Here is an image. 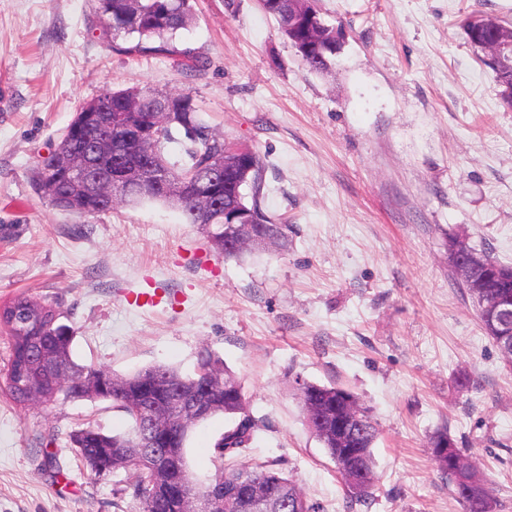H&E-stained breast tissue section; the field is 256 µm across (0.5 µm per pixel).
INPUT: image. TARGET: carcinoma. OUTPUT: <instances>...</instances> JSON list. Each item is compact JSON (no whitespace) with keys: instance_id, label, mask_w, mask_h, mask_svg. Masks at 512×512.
Listing matches in <instances>:
<instances>
[{"instance_id":"carcinoma-1","label":"carcinoma","mask_w":512,"mask_h":512,"mask_svg":"<svg viewBox=\"0 0 512 512\" xmlns=\"http://www.w3.org/2000/svg\"><path fill=\"white\" fill-rule=\"evenodd\" d=\"M259 7L273 16L278 24V31L288 42L310 72H322L329 68L332 57L336 55V31L334 26L325 23L317 0H258ZM98 10L105 20L103 35L117 41L122 39L129 43L123 48L127 54L165 53L177 57V66L192 68L197 62L196 56L187 50L174 46L179 33L188 28L195 19L192 0H98ZM488 66L496 74L503 105L512 109V68L493 61ZM98 115L114 116L119 112H183L180 122L168 123L157 127L161 138L162 155L151 156L149 161L156 165L166 164L173 180H189L193 187L210 191L218 197L219 207L207 215L201 214L195 206L194 199L186 196L178 204L156 188H135L130 192L134 205L145 202H158L178 209L187 224H208V236L213 240V248L226 259L238 258L240 254L221 247L216 240L234 234L237 225L224 223V206L232 202L227 187L228 181L213 184L207 179L209 161L217 156H224L226 142L223 137L212 132L208 122L200 112L192 96L188 94L172 95L147 87L128 88L125 90H104L94 99ZM183 131L184 139L180 141L181 157L172 159L167 152V145L175 142L172 129ZM83 145L75 136L61 137L50 156L44 158L33 175L34 186L43 191L44 186L60 174V155L68 150H75ZM247 155L256 169L249 174L251 183H244L243 188L250 193L242 194L236 205L241 212L248 214L260 224L269 228L275 240H285L286 226L273 222L271 216L261 204L263 189L264 159L258 150L245 147ZM85 215H101L112 212V206L106 201L91 197L78 209ZM483 266L480 274L492 282V287L485 294L470 293L476 303L478 317L487 337L498 350H503L504 340L495 334L490 320V306L507 296L512 299V282L508 287L500 288L499 275L505 270L512 271V265L499 261L487 248L480 250ZM6 308L17 311L18 326L10 322L0 323L11 341V353L6 369L0 374L11 399L19 404L24 400L19 394L15 382L21 380L20 364L24 356L29 336H40L48 342L51 349L57 351L63 362L70 368L92 378L104 371L93 364H79L72 356L73 331L68 326L57 323V312L49 304L42 303L26 294L14 296L3 303ZM197 367L207 372L224 375L228 386L221 393L214 414H223L236 419L235 426L224 432L215 444L219 458L230 459L225 467L216 474L224 483H232L241 473L247 472L254 481L273 489L283 490L291 500L288 512H322L317 502L309 500L288 477L278 468L275 461H264L251 465L235 464L231 459L249 447L258 428L257 420L250 414L243 387L224 361L211 353H205L199 359ZM132 385L150 384L154 391L163 395L167 386L177 385L191 387L198 377L196 374L183 375L169 365H154L127 376ZM295 388L300 393L299 403L305 423L310 432L326 448L329 457L336 463L346 486V508L353 512V506L366 502L374 488L373 445L378 430L370 409L347 390L335 385H325L308 381L300 377L295 380ZM95 399L108 401L112 407L124 412L132 421L131 430L125 433L109 434L101 427L87 424L71 432L70 447L79 461L97 476H102L107 465L112 471L130 468L133 470L132 496L139 502V512H178L177 505L167 499L153 477L152 467L158 464L136 451L137 433L140 429L141 416L134 401L118 392H111L103 387L96 393ZM353 413L365 421L364 431L355 436H341L336 432V420L344 414ZM429 448L440 474L448 480L453 493L462 504L464 512H497L498 503L489 487L488 481L480 470L471 462L464 451L459 448L448 429H439L430 437Z\"/></svg>"}]
</instances>
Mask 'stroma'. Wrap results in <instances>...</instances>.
<instances>
[{
  "instance_id": "1",
  "label": "stroma",
  "mask_w": 512,
  "mask_h": 512,
  "mask_svg": "<svg viewBox=\"0 0 512 512\" xmlns=\"http://www.w3.org/2000/svg\"><path fill=\"white\" fill-rule=\"evenodd\" d=\"M319 6L344 33L325 73L302 66L256 0H196L176 46L197 70L113 51L95 0H0V302L56 303L75 360L119 377L218 356L260 422L241 463L279 462L325 512H343L344 487L305 424L299 376L372 411L374 495L357 512H462L428 447L442 427L512 512V363L448 265L452 236L512 263V110L465 32L478 16L512 25V0ZM134 86L191 94L214 133L265 155L262 206L287 248L227 260L172 207L80 215L35 193L32 172L78 105ZM87 421L131 424L108 402L19 407L0 391V512H138L131 471L98 477L72 452ZM232 425L194 427L193 479L215 476Z\"/></svg>"
}]
</instances>
